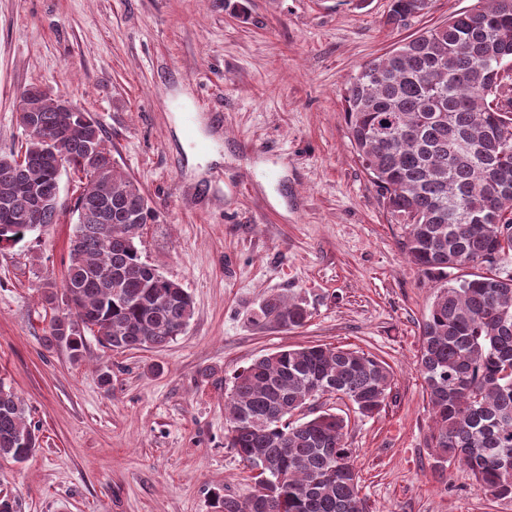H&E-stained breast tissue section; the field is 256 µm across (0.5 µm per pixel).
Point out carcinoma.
Here are the masks:
<instances>
[{
	"mask_svg": "<svg viewBox=\"0 0 512 512\" xmlns=\"http://www.w3.org/2000/svg\"><path fill=\"white\" fill-rule=\"evenodd\" d=\"M427 6L390 0L385 24L405 27ZM509 64L512 0H476L367 63L343 95L356 157L400 224L403 251L438 285L418 354L428 445L439 469L468 468L476 488L497 499H512V274L500 270L512 253V87L498 77ZM38 90L19 93L34 100L37 135L25 139L23 159L0 156V248L19 243L28 225L58 223L56 168L79 174L62 293L46 295L55 310L46 347L78 361L89 333L113 350L164 348L189 325L194 303L137 245L156 211L116 165L99 123L59 111ZM43 138L55 154H42ZM466 265L480 272L448 279ZM311 317L302 299L272 294L253 321L294 330ZM393 385L386 362L351 348L306 345L255 359L224 399L226 447L250 465L263 460L266 473L243 501L215 494V512H366L345 442L349 417L293 416L328 393L371 417ZM37 447L23 402L0 384V457L22 462Z\"/></svg>",
	"mask_w": 512,
	"mask_h": 512,
	"instance_id": "1",
	"label": "carcinoma"
}]
</instances>
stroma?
<instances>
[{
  "instance_id": "stroma-1",
  "label": "stroma",
  "mask_w": 512,
  "mask_h": 512,
  "mask_svg": "<svg viewBox=\"0 0 512 512\" xmlns=\"http://www.w3.org/2000/svg\"><path fill=\"white\" fill-rule=\"evenodd\" d=\"M474 0H428L385 26L389 0H0V155L18 152L19 92L48 86L102 126L156 219L144 259L192 296L187 329L162 349L113 351L86 336L74 361L47 348L73 226L0 250V384L26 403L40 446L0 459L17 512H214L254 473L225 445L236 370L282 348L331 344L385 361V408L351 418L368 512H512L470 471L433 468L417 365L435 290L356 159L347 81ZM302 298L306 326H258L267 295ZM110 371V385L99 375Z\"/></svg>"
}]
</instances>
